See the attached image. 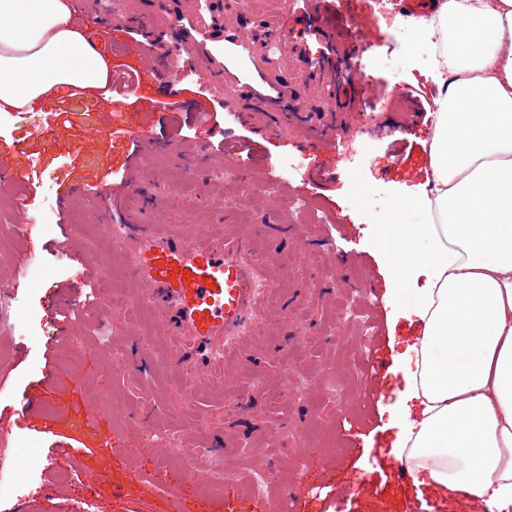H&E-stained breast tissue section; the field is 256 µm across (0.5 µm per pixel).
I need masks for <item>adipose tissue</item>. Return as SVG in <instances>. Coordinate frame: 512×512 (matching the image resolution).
Returning a JSON list of instances; mask_svg holds the SVG:
<instances>
[{
  "label": "adipose tissue",
  "mask_w": 512,
  "mask_h": 512,
  "mask_svg": "<svg viewBox=\"0 0 512 512\" xmlns=\"http://www.w3.org/2000/svg\"><path fill=\"white\" fill-rule=\"evenodd\" d=\"M68 19L66 0H0V112L106 88V54ZM433 19L454 62L434 81L428 220L405 230L429 283L400 295L423 322L401 445L435 487L512 504V0H442Z\"/></svg>",
  "instance_id": "ef3b65f1"
}]
</instances>
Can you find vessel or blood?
Here are the masks:
<instances>
[{
  "label": "vessel or blood",
  "mask_w": 512,
  "mask_h": 512,
  "mask_svg": "<svg viewBox=\"0 0 512 512\" xmlns=\"http://www.w3.org/2000/svg\"><path fill=\"white\" fill-rule=\"evenodd\" d=\"M121 18L139 28L144 37L145 70L158 73L162 65L152 49L165 42L167 30L154 23L140 0H124ZM306 28L316 30L331 48L325 58L311 60L306 46L280 36L278 52L283 74L278 84L282 103L260 102L240 113L242 123L261 136L273 135L281 123L301 133L306 143L326 147L341 140L347 130L336 112L312 115L300 104L297 67L316 74L323 85L343 90L356 76L355 48L345 35L352 15L336 8V0H308L303 14ZM195 33L201 40H230L243 56L259 64L265 51L240 37L228 20L198 16ZM405 111L389 113L391 127L405 131L420 114L411 95H404ZM126 194L105 188L102 205L115 215L106 227L126 255V268L138 287L136 303L162 314L160 333L174 340L171 366L179 372L206 375L238 364L251 327L264 315L271 295L281 287L279 264L257 261L254 236L241 225H226L224 232L195 237L162 221L141 223L137 211L127 208Z\"/></svg>",
  "instance_id": "obj_1"
}]
</instances>
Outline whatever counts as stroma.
I'll return each mask as SVG.
<instances>
[{
    "mask_svg": "<svg viewBox=\"0 0 512 512\" xmlns=\"http://www.w3.org/2000/svg\"><path fill=\"white\" fill-rule=\"evenodd\" d=\"M242 35L261 45L272 37L260 0H215ZM356 19L348 33L372 40L383 55L405 59L400 78L376 68L366 95L348 117L350 137L329 150L281 132L265 137L242 124L251 96L234 97L212 83L211 58L221 43L200 47L195 73L168 85L141 75L137 42L126 27L96 32L108 49L111 75L135 73L133 97H71L58 91L30 112L0 116V155L27 151L30 173L0 180V221H12L19 202L39 223L30 238L0 235V278L10 277L24 250L36 258L12 290L5 325L24 331L0 361V446L8 472L42 465L22 496L0 512H272V497L288 498L290 512H489L483 501L419 485L400 472L392 452L400 432L420 417L404 372L421 319L393 296L396 266L414 258L422 242H407L403 228L422 224L412 201L427 189V141L432 122L420 119L407 134L368 132L372 116L398 108V92L417 91L421 111L433 107L432 84L412 28L395 29L368 0H347ZM150 101L142 112L138 101ZM179 102L183 115L217 114V122L179 124L160 103ZM146 128L170 150L131 151ZM368 155L360 167L348 156L360 139ZM296 160L284 174L302 205L294 223L309 238L294 242L270 201L283 184L264 182L267 163ZM134 164L165 223L196 225L200 234L254 215L257 256L288 259V290L270 301L271 321L251 338L253 348L222 390V371L206 384L161 368L153 346L154 315H138L135 287L123 280L124 263L107 251L97 187ZM65 197L68 224L47 207ZM392 232H384V225ZM98 271L104 286L122 288L124 300L66 328L64 300L75 297ZM135 342H128V333ZM377 365L378 403L359 398L356 382L339 373ZM33 405L17 415L11 396ZM258 452L273 474L269 487L246 490L243 448Z\"/></svg>",
    "mask_w": 512,
    "mask_h": 512,
    "instance_id": "obj_1",
    "label": "stroma"
}]
</instances>
